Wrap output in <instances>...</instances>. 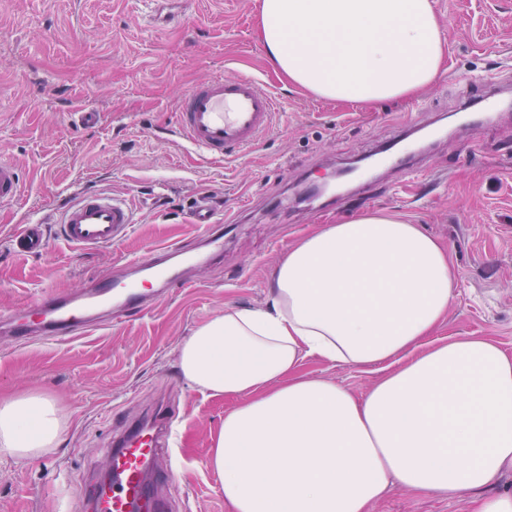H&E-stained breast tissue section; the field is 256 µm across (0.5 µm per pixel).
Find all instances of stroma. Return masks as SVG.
Returning a JSON list of instances; mask_svg holds the SVG:
<instances>
[{"label":"stroma","mask_w":512,"mask_h":512,"mask_svg":"<svg viewBox=\"0 0 512 512\" xmlns=\"http://www.w3.org/2000/svg\"><path fill=\"white\" fill-rule=\"evenodd\" d=\"M258 0H171L173 24L154 27L146 0H0V156L17 164L20 200L0 206V307L42 290H82L121 256L194 235V198L243 209L224 226V255L191 269L195 282L157 308L94 334L0 349V395L36 389L63 403L58 447L16 463L0 458V512H82L80 478L108 459L119 418L155 403L177 406L179 495L191 512H229L207 466L226 402L193 388L180 341L225 306L268 302L289 244L319 224L367 211L398 213L451 250L458 288L441 337L484 336L512 354V120L460 130L473 78L497 74L512 92V0H436L445 69L418 95L363 109L289 89L265 58ZM261 80L279 102L271 134L239 159L212 161L170 134L195 81L219 74ZM96 112L81 127L74 106ZM431 132L421 173L375 172L368 192L332 185L336 170L374 154L402 128ZM129 199L137 222L117 246L77 252L51 239L41 256L5 249L16 225L56 216L71 190ZM303 370L363 392L377 372L309 358ZM374 512H473L470 499L391 487Z\"/></svg>","instance_id":"1"}]
</instances>
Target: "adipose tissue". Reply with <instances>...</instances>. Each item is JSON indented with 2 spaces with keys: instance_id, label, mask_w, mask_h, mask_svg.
I'll return each instance as SVG.
<instances>
[{
  "instance_id": "ef3b65f1",
  "label": "adipose tissue",
  "mask_w": 512,
  "mask_h": 512,
  "mask_svg": "<svg viewBox=\"0 0 512 512\" xmlns=\"http://www.w3.org/2000/svg\"><path fill=\"white\" fill-rule=\"evenodd\" d=\"M268 61L291 86L374 106L412 97L444 65L436 0H260ZM458 286L448 247L368 211L300 236L263 308H225L178 349L198 390L229 400L208 465L233 512H372L389 487L474 499L512 471V355L481 336L434 338ZM370 370L365 393L302 372L304 359ZM65 408L0 396V456L60 441Z\"/></svg>"
}]
</instances>
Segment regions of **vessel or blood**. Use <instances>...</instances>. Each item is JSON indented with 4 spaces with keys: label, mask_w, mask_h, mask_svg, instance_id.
I'll return each instance as SVG.
<instances>
[{
    "label": "vessel or blood",
    "mask_w": 512,
    "mask_h": 512,
    "mask_svg": "<svg viewBox=\"0 0 512 512\" xmlns=\"http://www.w3.org/2000/svg\"><path fill=\"white\" fill-rule=\"evenodd\" d=\"M495 77L482 83L474 105L478 112L501 108ZM278 110L275 97L257 78L220 75L193 83L176 112L172 134L189 149L212 160L246 154L272 130ZM385 164L399 174L412 171L416 156L406 138L395 136L378 149ZM21 177L14 162L0 158V205L15 203ZM193 237L151 246L114 269L87 279L78 294L52 291L21 308L0 312V334L17 346L33 337L62 339L93 333L107 324L143 314L175 288L187 287L186 268L224 252V227L210 196L197 198L190 214ZM60 236L71 248L98 250L117 246L130 233L135 213L127 199L87 190L59 213ZM18 256L43 254L49 239L44 220L19 225L7 238ZM175 409L167 404L123 420L107 443L112 465L107 475L82 476L84 512H175L166 489L176 480L173 469L158 466L168 452Z\"/></svg>",
    "instance_id": "1"
}]
</instances>
